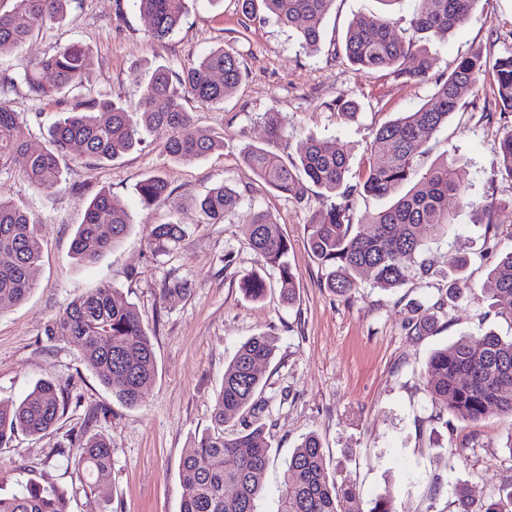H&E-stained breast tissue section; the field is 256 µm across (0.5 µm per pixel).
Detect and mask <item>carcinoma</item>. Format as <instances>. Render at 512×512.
Instances as JSON below:
<instances>
[{
    "instance_id": "cac0c4a2",
    "label": "carcinoma",
    "mask_w": 512,
    "mask_h": 512,
    "mask_svg": "<svg viewBox=\"0 0 512 512\" xmlns=\"http://www.w3.org/2000/svg\"><path fill=\"white\" fill-rule=\"evenodd\" d=\"M67 0H14L11 10L0 11V54L25 43L33 33L65 18ZM334 0H242V10L253 17L262 11L280 24L295 29L302 46L319 48L323 25ZM479 0H421L410 28L397 33L386 14L358 16L349 24L344 53L362 71L388 69L406 84L430 79L432 57L428 45L445 40L475 9ZM151 20V38L163 43L182 26L185 0H134ZM93 51L81 43H68L21 63L24 80L37 98L54 103L73 99L49 130L48 145L31 152L21 138L23 119L0 98V169L10 167L18 155L27 156L23 177L38 192L68 189L64 169L76 160L114 161L155 136L162 151L177 163L193 162L224 148V139L208 130L185 137L189 121L183 101L201 104L224 102L239 86L243 71L239 59L224 49L204 54L179 72L164 66L148 79L134 76L142 86L139 99L126 106L98 99L86 91L84 79ZM489 79L501 114H512V52L493 63L480 53L461 57L433 94L414 112H404L382 125L370 152L382 163L364 169L355 184L348 182V155L330 138H310L299 158L286 162L257 145L241 151L242 162L258 180L286 197L302 202L315 186L337 198L329 208L312 214L308 247L321 269L323 284L338 296L351 294L358 278L368 273L371 284L383 291L399 288L419 275L427 276L420 227L432 228L443 238L461 212L469 211L476 223L497 228L494 215L501 203L471 200L455 164L437 162L419 169L423 147L457 111L463 96ZM343 122L357 118V105L338 98L325 104ZM497 174L512 180V124L502 128L498 140ZM148 208L170 196L161 174L141 180L136 187ZM393 198L392 204L356 220L358 196ZM241 193L223 184L195 201L207 224H222L235 214ZM131 215L112 205L110 192L101 190L89 201L78 225L71 251L80 264L93 263L129 232ZM43 227L27 210L0 192V305L23 302L34 288L31 273L42 258ZM187 235L181 224H149L146 237L158 244L178 243ZM246 243L259 265L277 275L282 300L296 297V280L288 262L289 243L273 216L256 210L245 225ZM489 278L491 307L512 321V250L501 253ZM244 295L261 300L270 281L259 272L239 279ZM186 280L172 279L161 289L165 299L190 294ZM409 331L420 336L435 326L433 314L418 302L410 303ZM45 336L74 341L86 366L123 404H142L156 376L151 336L137 308L111 285L102 283L71 301L51 319ZM275 337L252 336L243 342L224 369L216 394L213 428L194 439L181 462L184 487L181 512H258L263 474L269 460L271 438L262 424L246 423L242 430L224 433V423L245 418L262 409L258 365L275 354ZM426 388L434 401L448 404L459 420L477 422L490 416L512 419V339L489 331L479 338L462 336L436 350L425 370ZM69 402L66 388L40 381L19 402L0 400V447L21 432L37 436L50 431ZM73 472L71 486L40 484L19 474V491L0 497V512H68L70 499L92 493L112 477V441L82 430L70 437ZM356 499L352 486L338 483L329 471L320 438L310 433L294 449L284 471L278 512H352ZM512 506V483L502 499L473 508L466 490L458 493L457 512H506Z\"/></svg>"
}]
</instances>
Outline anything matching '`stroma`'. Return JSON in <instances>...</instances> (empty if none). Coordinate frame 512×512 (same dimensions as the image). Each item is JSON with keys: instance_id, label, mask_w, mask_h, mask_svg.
Listing matches in <instances>:
<instances>
[{"instance_id": "stroma-1", "label": "stroma", "mask_w": 512, "mask_h": 512, "mask_svg": "<svg viewBox=\"0 0 512 512\" xmlns=\"http://www.w3.org/2000/svg\"><path fill=\"white\" fill-rule=\"evenodd\" d=\"M185 6L184 25L161 45L150 38V21L133 0H71L63 24L37 30L24 45L0 55V97L24 117L21 135L34 149L44 146L59 107L30 93L18 68L21 58L73 41L87 44L93 51L88 88L124 102L140 95L133 73L155 64L178 70L221 47L245 70L223 104L185 105V134L210 129L224 138L223 150L206 158L172 162L150 137L117 160L71 164L69 190L53 194L36 192L24 180V157L0 171V190L40 218L44 237L30 295L20 304L0 306V399L21 400L41 380L69 392V405L52 431L19 434L0 447V495L16 492L20 472L42 484H69L72 466L64 449L71 433L85 429L111 438L112 478L93 493L71 498L70 512H181V461L192 438L212 424L224 368L246 339L268 333L277 350L259 368L265 406L258 421L272 438L260 512H277L285 465L310 433L321 438L337 479L353 483L361 512L382 496L391 497L394 512H456L460 487L480 503L497 497L512 483L505 421L457 420L445 403L431 401L423 376L431 354L460 336L489 330L512 335V323L495 313L488 298L496 257L488 250L486 226L464 214L446 239L422 228L433 263L430 277L392 291L373 288L365 278L340 297L324 288L307 246L310 217L329 207L332 195L315 188L296 202L257 181L240 156L244 146L255 144L290 161L308 137H331L347 151L349 180L357 182L372 159L368 145L375 131L417 109L435 84H405L387 70H354L342 52L345 32L356 15L382 12L395 30L409 28L416 0H395L388 7L380 0H336L314 53L274 18L245 15L241 0H186ZM511 50L512 0H479L448 40L431 44L432 73L452 70L473 51L492 61ZM339 97L358 102L356 123H342L325 109V102ZM271 108L282 115L273 139L258 118ZM502 126L489 82L479 81L426 144L420 165L456 161L471 199L505 201L497 222L506 228L512 226V181L495 173ZM158 172L171 194L142 207L135 186ZM220 183L240 191L242 201L230 220L208 224L194 201ZM104 188L133 224L96 263L81 265L71 254V240L87 203ZM257 209L269 212L288 238L297 274L293 305L281 303L275 285L259 302L238 288L240 277L258 266L243 233ZM168 222L187 226L188 236L176 245L149 243L145 225ZM455 251L469 259L464 276L470 289L458 299L448 296L446 257ZM172 278L188 280L190 295L162 300L160 290ZM102 282L135 304L152 337L157 374L139 407L122 404L103 386L83 364L77 345L44 334L50 319ZM413 301L435 306L432 333H408ZM435 474L442 478L436 491L430 488Z\"/></svg>"}]
</instances>
